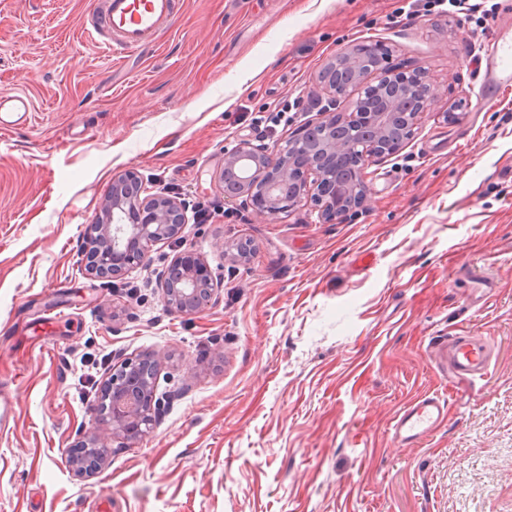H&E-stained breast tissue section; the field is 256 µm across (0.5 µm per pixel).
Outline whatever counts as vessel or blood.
<instances>
[{
	"label": "vessel or blood",
	"mask_w": 512,
	"mask_h": 512,
	"mask_svg": "<svg viewBox=\"0 0 512 512\" xmlns=\"http://www.w3.org/2000/svg\"><path fill=\"white\" fill-rule=\"evenodd\" d=\"M176 0H98L93 34H108L105 44L111 56L123 57L141 47L156 44L173 22ZM481 91L491 96L502 85L512 82V40L498 37L485 53ZM35 106L23 92H0V131L30 126ZM464 278L481 307H491L496 292L492 276L465 272ZM428 354L439 372L477 380L487 376L494 359L491 339L485 336H435L428 343ZM448 415L445 398L424 395L406 403L394 418L392 438L403 445H417L443 425Z\"/></svg>",
	"instance_id": "1"
}]
</instances>
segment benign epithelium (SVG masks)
<instances>
[{
	"mask_svg": "<svg viewBox=\"0 0 512 512\" xmlns=\"http://www.w3.org/2000/svg\"><path fill=\"white\" fill-rule=\"evenodd\" d=\"M360 48L358 43L340 49L319 72L316 86L325 105L285 145L241 139L224 150L221 173L231 184L224 199L268 221L310 205L323 221L341 224L361 210L370 190L368 169L398 155L430 111L432 97L424 68H394L385 57L382 69L372 72L362 65ZM104 212L105 219L87 225L83 257L94 277L136 266L187 220L183 202L149 193L133 172L113 179ZM203 268V259L187 250L159 273L167 306L185 315L209 306L222 285L205 278ZM159 363L160 354L153 352L113 367L104 392L113 439L135 442L145 435L160 406L154 384ZM80 447L84 456L70 457V466L83 474L104 460L107 438L90 437Z\"/></svg>",
	"mask_w": 512,
	"mask_h": 512,
	"instance_id": "benign-epithelium-1",
	"label": "benign epithelium"
}]
</instances>
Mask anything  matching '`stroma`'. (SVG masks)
Listing matches in <instances>:
<instances>
[{
    "mask_svg": "<svg viewBox=\"0 0 512 512\" xmlns=\"http://www.w3.org/2000/svg\"><path fill=\"white\" fill-rule=\"evenodd\" d=\"M94 7L0 0V92L36 107L0 132V512H89L102 496L112 512H512V84L480 96L512 0H182L161 41L122 61L86 41ZM369 39L392 66H423L433 103L373 165L363 209L270 222L225 201V147L286 141L319 111L325 64ZM276 106L286 120L256 129ZM132 169L188 222L141 266L88 276L86 227ZM188 247L222 284L191 316L158 285ZM464 266L496 279L492 309L467 302ZM56 308L66 318L44 324ZM460 330L495 344L485 379L429 363V339ZM154 351L167 400L150 432L77 476L68 450L103 429L113 365ZM431 392L445 424L396 446L394 416Z\"/></svg>",
    "mask_w": 512,
    "mask_h": 512,
    "instance_id": "obj_1",
    "label": "stroma"
}]
</instances>
